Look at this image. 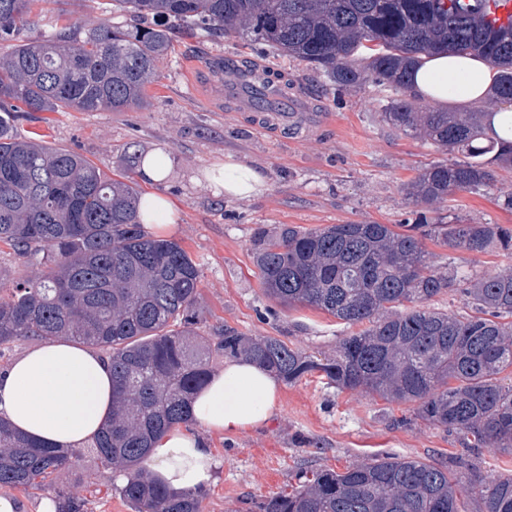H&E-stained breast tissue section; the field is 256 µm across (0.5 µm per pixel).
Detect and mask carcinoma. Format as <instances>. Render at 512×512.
I'll list each match as a JSON object with an SVG mask.
<instances>
[{
	"label": "carcinoma",
	"mask_w": 512,
	"mask_h": 512,
	"mask_svg": "<svg viewBox=\"0 0 512 512\" xmlns=\"http://www.w3.org/2000/svg\"><path fill=\"white\" fill-rule=\"evenodd\" d=\"M38 0H0V242L43 266L35 279L0 288V346L25 336L71 338L112 364V421L91 448L59 451L0 419V487L38 486L91 454L124 473L122 497L136 512H200L193 493L171 495L140 468L156 436L192 422L191 398L216 356H241L278 378L314 373L345 390L416 406L429 425L465 448L512 453V268L481 276L442 273L419 224H330L260 228L252 255L265 293L346 324L336 356L318 360L274 336L232 328L198 333L200 271L177 241L146 232L140 192L125 176L71 150L13 131L17 112H123L147 103L174 25L232 30L319 68L338 86L369 82L394 94L385 118L406 135L424 131L464 160L436 162L407 185L425 203L494 185L512 170V140L492 138L493 112H418L406 99L420 53L472 52L496 68L493 96L512 103V26L487 20L500 0H112L134 22L68 20L55 34L23 39ZM426 236L450 249L512 251V227L433 224ZM467 297L473 315L426 303L445 290ZM512 512V475L488 482L393 456L342 472L318 470L259 512Z\"/></svg>",
	"instance_id": "1"
}]
</instances>
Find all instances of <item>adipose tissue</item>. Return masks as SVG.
Listing matches in <instances>:
<instances>
[{
    "instance_id": "1",
    "label": "adipose tissue",
    "mask_w": 512,
    "mask_h": 512,
    "mask_svg": "<svg viewBox=\"0 0 512 512\" xmlns=\"http://www.w3.org/2000/svg\"><path fill=\"white\" fill-rule=\"evenodd\" d=\"M495 76L484 61L447 51L424 56L411 88L436 104L456 100L482 103ZM211 185L225 196L258 195L264 178L234 157L208 171ZM277 380L245 358L225 360L195 397V424L210 432L236 434L265 424L273 415ZM112 411V368L94 349L54 339L25 353L0 372V416L18 431L58 448H76L92 439ZM143 464L173 494L209 486L223 460L195 433L173 428L158 437Z\"/></svg>"
}]
</instances>
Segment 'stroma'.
I'll return each instance as SVG.
<instances>
[{
  "instance_id": "1",
  "label": "stroma",
  "mask_w": 512,
  "mask_h": 512,
  "mask_svg": "<svg viewBox=\"0 0 512 512\" xmlns=\"http://www.w3.org/2000/svg\"><path fill=\"white\" fill-rule=\"evenodd\" d=\"M79 20L128 23L110 0H37L33 35L63 25L62 12ZM246 59L281 76L302 96L319 101L322 123L293 138L260 128L253 111L226 100L224 86L207 71L212 58ZM146 106L123 112H23L18 134H39L56 148L75 151L105 170L137 178V158L162 148L172 161L157 190L175 205L167 238L199 264L200 332L232 327L248 336H275L317 357L335 355L351 327L310 306L283 307L269 299L254 266L251 244L258 228L287 224L302 230L329 224H419L458 221L512 227V170L499 171L494 186L458 192L427 205L404 190L425 167L455 162L460 153L427 138L408 136L383 113L390 90L366 83L339 87L307 63L237 35L213 37L185 26L159 66ZM258 169L261 194L238 200L217 193L206 170L226 156ZM426 248L436 268L485 274L512 266V253L476 254L434 241ZM224 460L215 481L200 491L202 512H257L258 502L297 484L315 468L344 470L367 458L395 456L444 466L464 454L456 435L415 418L407 406L378 396L338 390L318 375L281 383L273 416L262 426L233 435L200 430ZM111 469L84 461L42 486L17 489L23 512H38L42 498L64 493L84 512H135L117 491Z\"/></svg>"
}]
</instances>
